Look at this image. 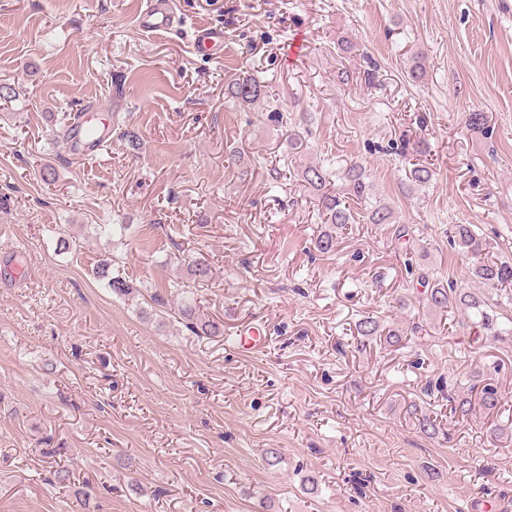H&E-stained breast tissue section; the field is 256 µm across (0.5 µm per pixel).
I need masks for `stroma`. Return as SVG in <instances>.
I'll return each instance as SVG.
<instances>
[{"label":"stroma","instance_id":"obj_1","mask_svg":"<svg viewBox=\"0 0 512 512\" xmlns=\"http://www.w3.org/2000/svg\"><path fill=\"white\" fill-rule=\"evenodd\" d=\"M142 3L0 0V512H512V336L424 308L395 235L466 287L450 225L512 261V0H173L164 35L142 33ZM200 23L223 27L219 57L194 52ZM344 40L372 82L339 83ZM244 75L265 87L249 105L225 96ZM88 101L113 104L112 144L73 160L64 115ZM402 135L435 170L410 195L382 152ZM326 161L360 163L397 224L316 251L317 194L294 173ZM107 258L132 294L95 277ZM187 300L223 335H192ZM366 316L400 342L356 335ZM248 324L263 349L236 347ZM437 380L492 382L502 406L449 417L424 393ZM412 404L444 414L438 434Z\"/></svg>","mask_w":512,"mask_h":512}]
</instances>
